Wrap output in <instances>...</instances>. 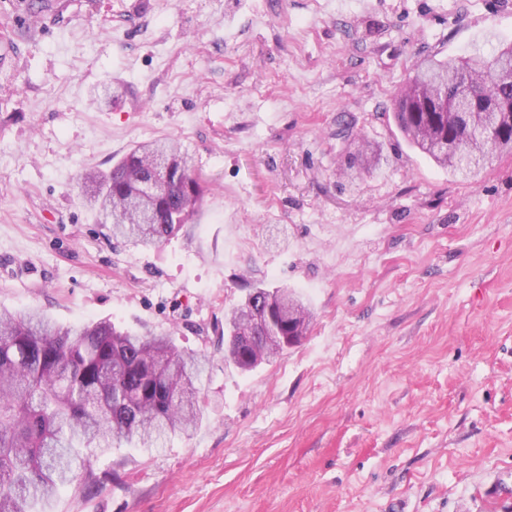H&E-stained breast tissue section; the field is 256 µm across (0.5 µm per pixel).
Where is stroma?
<instances>
[{
	"mask_svg": "<svg viewBox=\"0 0 512 512\" xmlns=\"http://www.w3.org/2000/svg\"><path fill=\"white\" fill-rule=\"evenodd\" d=\"M1 19L0 310L108 318L213 357L192 438L99 455L93 491L64 487L48 512H485L476 488L512 471V154L452 175L392 98L424 58L512 40V9L0 0ZM158 137L207 191L144 250L108 238L78 176ZM362 141L380 161L353 180ZM259 283L313 319L244 373L224 315Z\"/></svg>",
	"mask_w": 512,
	"mask_h": 512,
	"instance_id": "obj_1",
	"label": "stroma"
}]
</instances>
